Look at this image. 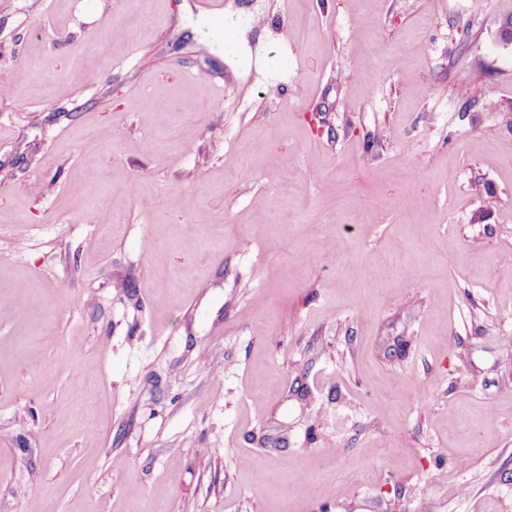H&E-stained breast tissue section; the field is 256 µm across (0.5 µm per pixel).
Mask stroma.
Segmentation results:
<instances>
[{"instance_id": "stroma-1", "label": "stroma", "mask_w": 512, "mask_h": 512, "mask_svg": "<svg viewBox=\"0 0 512 512\" xmlns=\"http://www.w3.org/2000/svg\"><path fill=\"white\" fill-rule=\"evenodd\" d=\"M511 8L0 0V512H512Z\"/></svg>"}]
</instances>
